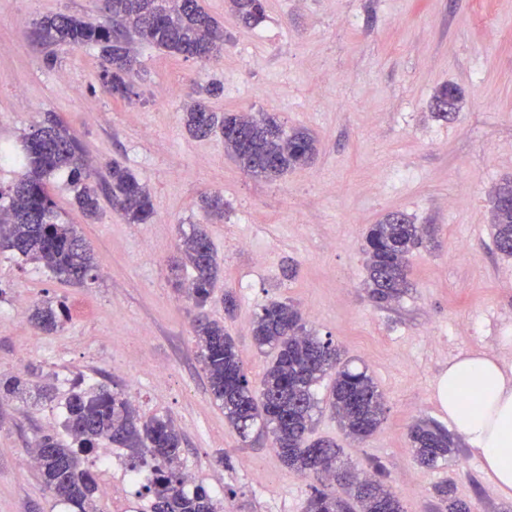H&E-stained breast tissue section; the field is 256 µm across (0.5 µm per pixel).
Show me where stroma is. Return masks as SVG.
Here are the masks:
<instances>
[{
    "label": "stroma",
    "instance_id": "stroma-1",
    "mask_svg": "<svg viewBox=\"0 0 512 512\" xmlns=\"http://www.w3.org/2000/svg\"><path fill=\"white\" fill-rule=\"evenodd\" d=\"M199 3L224 30L221 61L139 46L127 101L102 87L98 48L53 47L49 68L29 37L35 21L59 12L98 22V0H0V143L22 152L32 125L54 117L97 167L116 161L132 171L155 209L150 223L130 224L106 202L98 220H86L59 171L51 192L62 221L90 246L96 282L63 283L0 254V383L47 385L53 395L0 400V512H74L46 491L26 455L44 436L64 437V402L79 378L119 385L140 414L171 418L187 470L224 512H303L310 478L281 463L270 436L241 439L208 390L194 310L169 270L192 224L204 225L222 261L207 311L234 338L252 384L267 365L252 318L270 301H293L318 336L368 367L386 405L380 429L363 441L346 438L327 409L312 438L335 440L358 470L381 465L405 512H446L434 492L443 482L471 512H512V496L496 490L466 444L428 470L408 439L414 421L447 425L433 386L449 361L488 352L512 365V257L495 247L489 199L512 179V0H265L254 27L227 0ZM328 69L334 81H324ZM209 83L224 87L209 101L217 113L266 112L308 129L318 140L314 162L256 179L225 152L222 135L191 136L183 109ZM447 83L462 95L453 122L433 106ZM214 191L224 196L220 220L198 207ZM391 212L435 225L437 242L411 256L408 291L383 302L363 286L362 244ZM228 291L237 298L230 317ZM44 300L70 308L51 334L29 320ZM85 466L114 489L105 512H146L123 455L104 468L90 456Z\"/></svg>",
    "mask_w": 512,
    "mask_h": 512
}]
</instances>
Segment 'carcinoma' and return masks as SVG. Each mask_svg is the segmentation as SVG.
<instances>
[{
	"label": "carcinoma",
	"instance_id": "cac0c4a2",
	"mask_svg": "<svg viewBox=\"0 0 512 512\" xmlns=\"http://www.w3.org/2000/svg\"><path fill=\"white\" fill-rule=\"evenodd\" d=\"M231 11L246 26L264 19L263 0H228ZM103 21L91 24L81 17L56 13L42 17L32 34L48 48L56 44L97 47L102 64L100 80L108 93L121 100L133 94L129 75L136 69V43L186 59L219 61L224 30L199 5L198 0H102ZM461 95L452 85L442 86L434 96L438 117L455 118ZM185 126L198 138L215 131L224 137V148L242 170L265 179L308 165L318 148L316 138L305 129L285 132L283 123L271 115L254 117L243 112L219 116L202 99L186 105ZM22 173L7 189L0 188V251H11L41 265L55 277L75 285L97 279L96 264L74 225L58 222L49 178L58 170L70 175V188L82 213L93 219L106 200L130 224H146L154 214L150 192L127 168L114 162L106 175L88 165L80 140L49 117L34 125L26 136L20 157ZM512 197V181L498 185L492 195V230L497 250L512 256V207L499 205ZM200 209L224 217V196L206 193ZM430 224H415L407 215L392 212L370 226L365 236L368 277L366 287L381 301H388L410 287L407 256L423 243L434 240ZM183 265L191 269L186 298L197 309L193 333L199 348L202 371L213 399L224 410V419L247 439L254 429L273 437V449L289 469L311 476L305 512H404L399 497L386 485L380 468L360 475L341 464V449L330 439L307 441L318 401L314 388L333 375L328 398L344 434L363 439L373 434L385 419L384 396L368 370L342 361L331 339L323 340L308 329L300 311L291 302L272 301L262 306L252 323L257 350L270 356L260 387L254 388L244 370L236 344L224 333V325L209 319L205 308L212 299L220 271L218 255L207 232L197 224L180 230ZM69 318L65 303L34 308L31 319L44 331L56 330ZM63 427L71 438L66 443L45 438L37 448L40 475L46 489L64 498L77 512H103L96 500V476L80 468V456L106 442L125 451L128 469L151 477L145 485L150 495L148 512H224L207 488L185 489L180 462L182 434L172 419L142 418L125 392L104 388L75 391L66 402ZM409 440L413 458L431 469L454 453L455 442L445 428L429 421L411 426ZM447 512H470L469 504L456 497L448 484L435 487Z\"/></svg>",
	"mask_w": 512,
	"mask_h": 512
}]
</instances>
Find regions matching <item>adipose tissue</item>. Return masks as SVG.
<instances>
[{"instance_id":"1","label":"adipose tissue","mask_w":512,"mask_h":512,"mask_svg":"<svg viewBox=\"0 0 512 512\" xmlns=\"http://www.w3.org/2000/svg\"><path fill=\"white\" fill-rule=\"evenodd\" d=\"M434 395L493 484L512 495V367L486 353L459 357L437 379Z\"/></svg>"}]
</instances>
